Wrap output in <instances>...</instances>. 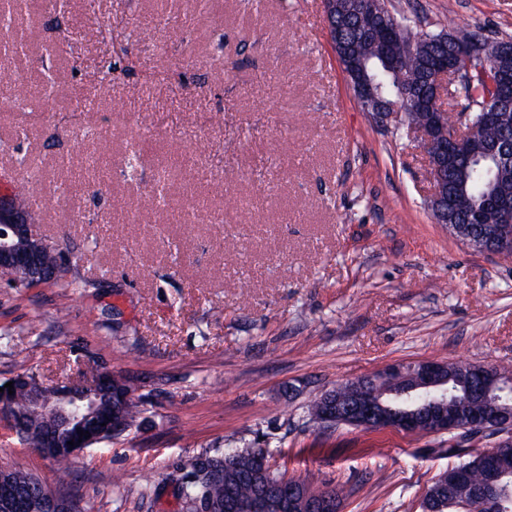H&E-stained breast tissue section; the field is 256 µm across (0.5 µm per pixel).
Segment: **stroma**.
Segmentation results:
<instances>
[{"mask_svg": "<svg viewBox=\"0 0 512 512\" xmlns=\"http://www.w3.org/2000/svg\"><path fill=\"white\" fill-rule=\"evenodd\" d=\"M94 1L91 20L87 0L30 10L0 77V191L32 196L77 284L62 310L56 284L0 272V382L133 380L143 423L72 459L95 512H182L175 477L243 444L343 486L340 512H420L456 461L447 435L320 429L309 401L392 364L512 365V258L436 222L426 152L403 114L361 109L322 0ZM386 7L512 40V0ZM92 156L99 180L78 184ZM14 465L53 479L0 424Z\"/></svg>", "mask_w": 512, "mask_h": 512, "instance_id": "1", "label": "stroma"}]
</instances>
